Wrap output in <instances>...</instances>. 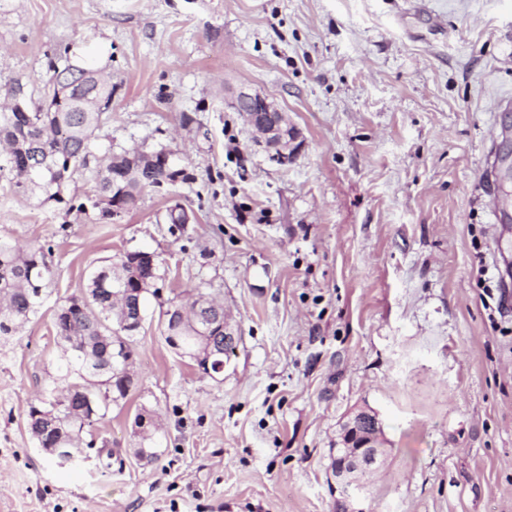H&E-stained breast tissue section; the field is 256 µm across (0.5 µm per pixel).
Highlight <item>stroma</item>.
I'll return each mask as SVG.
<instances>
[{"label":"stroma","mask_w":512,"mask_h":512,"mask_svg":"<svg viewBox=\"0 0 512 512\" xmlns=\"http://www.w3.org/2000/svg\"><path fill=\"white\" fill-rule=\"evenodd\" d=\"M83 59L112 78L91 164L163 147L191 179L102 223L0 174V238L52 271L0 344V512H336L330 450L361 407L384 450L365 512H512V0H0V101ZM241 89L296 128L286 165ZM135 250L164 278L134 384L57 466L28 429L57 308ZM200 293L235 336L213 375L164 338Z\"/></svg>","instance_id":"35a3bbf8"}]
</instances>
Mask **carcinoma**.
I'll return each mask as SVG.
<instances>
[{"label": "carcinoma", "mask_w": 512, "mask_h": 512, "mask_svg": "<svg viewBox=\"0 0 512 512\" xmlns=\"http://www.w3.org/2000/svg\"><path fill=\"white\" fill-rule=\"evenodd\" d=\"M98 71L94 64L50 66L48 92L38 104L28 103L22 87L13 90L10 111L0 112V171L7 170L17 190L45 201H62V191L72 174L89 164L90 146L101 128L103 114L112 100V83L96 84L87 74ZM93 196L87 197L99 210L102 220L113 218L112 208L121 213L135 209L140 193L162 189L190 180L186 170L163 150L154 152L148 162L141 151L112 152L93 170ZM50 269L41 246L21 247L0 239V337L13 336L37 313L50 279ZM161 279L158 263L144 258L143 252H125L87 277L80 293L67 298L56 319L61 354L58 376L51 390L30 406V433L41 448L72 450L75 436L88 423L79 406H64L61 399L71 392L72 382L94 402L97 417H104L112 403L129 392L127 375L112 372L120 355L133 356L131 338L137 332L133 322L145 312L150 287ZM116 293L119 300L110 301ZM178 308L165 311V328L176 337L180 350L192 354L212 353V371L224 367V351L231 344H220L221 323H213L207 335L191 328V319L181 321Z\"/></svg>", "instance_id": "cac0c4a2"}]
</instances>
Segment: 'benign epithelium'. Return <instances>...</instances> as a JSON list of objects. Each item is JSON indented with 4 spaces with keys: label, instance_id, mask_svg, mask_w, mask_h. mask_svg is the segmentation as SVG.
<instances>
[{
    "label": "benign epithelium",
    "instance_id": "1",
    "mask_svg": "<svg viewBox=\"0 0 512 512\" xmlns=\"http://www.w3.org/2000/svg\"><path fill=\"white\" fill-rule=\"evenodd\" d=\"M234 106L240 110L256 136V143L265 147L270 159L279 164L286 163L288 144L294 139V131L288 127L285 114L257 92H238ZM379 429L377 414L362 410L343 425L340 447L331 450V471L345 512H364L357 507L364 487L359 478L379 465Z\"/></svg>",
    "mask_w": 512,
    "mask_h": 512
}]
</instances>
